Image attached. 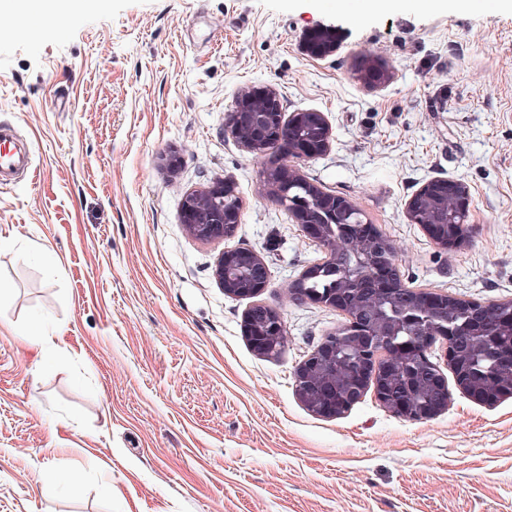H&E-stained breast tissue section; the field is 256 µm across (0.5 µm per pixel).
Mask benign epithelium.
Instances as JSON below:
<instances>
[{"label": "benign epithelium", "instance_id": "obj_1", "mask_svg": "<svg viewBox=\"0 0 512 512\" xmlns=\"http://www.w3.org/2000/svg\"><path fill=\"white\" fill-rule=\"evenodd\" d=\"M307 51L322 56L336 48V41L325 32L306 37ZM224 131L236 139L248 152L273 160L262 171L264 185L270 196L287 212L290 218L304 227L312 238L322 242L319 220L334 217L340 212L347 215L356 210L343 197L325 193L309 183L288 160L305 162L327 151L331 129L321 112H283L281 101L271 89H250L236 99L234 108L226 113ZM302 187L309 192V206L293 203L291 191ZM243 203L234 187L218 182L213 186L188 194L182 205V223L188 231L202 241L224 240L235 235L241 223ZM471 198L465 186L456 180H430L411 198L407 213L411 223L418 224L429 238L441 248L458 246L460 233L443 232L441 225L454 223L455 215H469ZM376 256L366 259L369 278L374 280L382 266H396L391 244L380 239L375 245ZM216 276L224 293L247 298L261 294L268 288V271L261 256L251 248L239 247L222 253L217 261ZM247 336L261 351L279 336L285 334V322L275 309L255 305L245 318ZM441 341L444 356L451 370H456L460 356L457 336L438 334L430 325H424L421 343ZM352 345L361 351L362 361L356 366L336 368V348ZM416 361L410 356L396 364L382 348L379 337L357 328L338 326L326 336L316 350L297 368L296 391L300 399L321 414L333 415L336 410L350 407L361 399L366 387L362 378L366 370L385 363L393 373ZM456 386L472 398L484 402L496 398H511L512 386L489 380L476 386L454 374ZM378 399L395 415L418 421L431 418L448 406V400L436 398L431 405L413 408L397 399L392 392H382Z\"/></svg>", "mask_w": 512, "mask_h": 512}]
</instances>
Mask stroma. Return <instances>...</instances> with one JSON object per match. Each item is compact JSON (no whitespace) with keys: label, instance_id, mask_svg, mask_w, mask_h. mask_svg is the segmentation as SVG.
Segmentation results:
<instances>
[{"label":"stroma","instance_id":"1","mask_svg":"<svg viewBox=\"0 0 512 512\" xmlns=\"http://www.w3.org/2000/svg\"><path fill=\"white\" fill-rule=\"evenodd\" d=\"M12 26L0 9V128L33 168L0 186V238L15 244L0 255V512H512V397L452 384L420 421L371 390L338 417L301 401L298 366L345 316L294 299L326 252L224 133L252 88L323 113L330 147L302 172L382 231L407 284L512 299V7L354 23L332 0H99L32 36ZM320 28L336 48L313 56L303 42ZM364 63L387 77L364 82ZM440 178L471 196L469 240L448 251L407 218ZM224 180L238 230L197 240L182 202ZM236 247L268 268L257 299L215 276ZM255 301L283 317L279 357L249 342ZM31 324L56 339L48 365L18 333Z\"/></svg>","mask_w":512,"mask_h":512}]
</instances>
